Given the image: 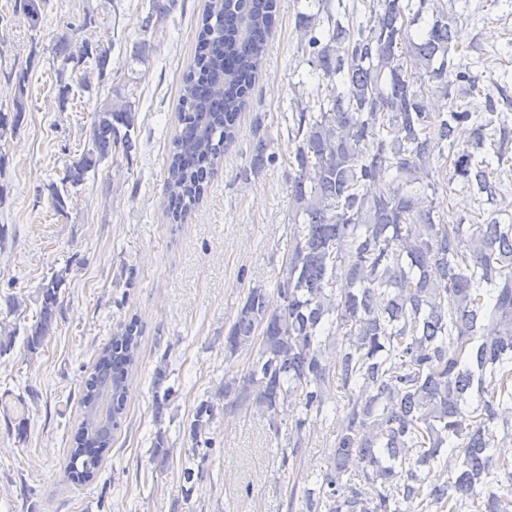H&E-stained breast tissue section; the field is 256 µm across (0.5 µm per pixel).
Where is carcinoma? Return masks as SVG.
Segmentation results:
<instances>
[{
	"label": "carcinoma",
	"mask_w": 512,
	"mask_h": 512,
	"mask_svg": "<svg viewBox=\"0 0 512 512\" xmlns=\"http://www.w3.org/2000/svg\"><path fill=\"white\" fill-rule=\"evenodd\" d=\"M453 0H304L298 50L310 67L314 106L291 116L288 254L271 288L255 286L224 334V409L257 412L279 432L295 405L280 467L302 460L314 424L336 419L333 458L302 489L305 512H512V224L495 208L512 174V114L501 112L456 43ZM178 0H146L141 31ZM35 28L37 0H15ZM277 0H206L192 63L182 78L163 206L181 223L207 191L262 72ZM424 26L414 28L418 23ZM111 39L51 46L58 106L72 83L112 74ZM150 42L133 43L143 64ZM82 73H77V70ZM28 71L16 74L0 142L24 118ZM136 102L114 89L94 108L87 146L62 185L84 183L112 154L137 150ZM260 139L250 166L276 160ZM460 184L493 205L449 224L435 197ZM63 277L41 287L25 347L53 335ZM142 328L132 318L101 348L84 381L67 472L92 481L124 416ZM334 341L335 362L327 343ZM249 353L245 372L239 355ZM336 407L328 408L331 394ZM201 402L196 449L213 417Z\"/></svg>",
	"instance_id": "obj_1"
}]
</instances>
